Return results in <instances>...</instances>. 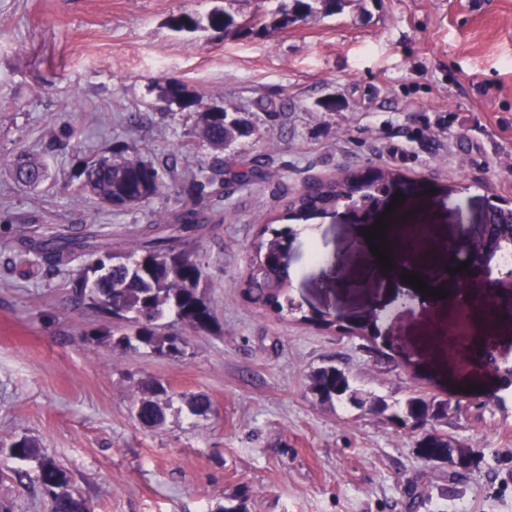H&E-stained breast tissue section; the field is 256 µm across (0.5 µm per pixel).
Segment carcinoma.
Returning a JSON list of instances; mask_svg holds the SVG:
<instances>
[{
    "instance_id": "carcinoma-1",
    "label": "carcinoma",
    "mask_w": 512,
    "mask_h": 512,
    "mask_svg": "<svg viewBox=\"0 0 512 512\" xmlns=\"http://www.w3.org/2000/svg\"><path fill=\"white\" fill-rule=\"evenodd\" d=\"M290 8H279L257 18L259 30L282 29L316 12L319 2L333 12L347 0H292ZM208 27L216 31L242 35L234 17L223 11L208 16ZM247 128L244 120L229 113L204 112L200 135L213 151L210 174L195 176L190 181L191 195L201 199L215 183H248L263 176V163L258 158L247 159L229 147L237 135ZM44 165L36 158L19 156L16 160L17 180H36L43 175ZM79 191L83 197L101 207L124 211L155 196L163 185L162 174L151 163L136 156L115 151L110 157H100L83 163ZM400 182V174L379 170L378 183L361 179V170L345 172L338 179L315 180L286 200L285 210L301 219L336 208L340 200L370 205L378 198L380 184ZM203 229L200 212L185 208L170 217H161L140 228L138 246L129 254L112 251L89 229L39 241H25L26 253L35 255L46 271L52 273L80 256H96L90 266L93 276L83 274L74 281L72 292L76 300L97 312L108 314L116 325L97 336L122 353L147 347L163 356L177 357L184 353L177 332L165 331L169 325L196 332H210L218 319L203 287L204 271L198 260L196 242ZM270 237H265V234ZM291 230H278L264 225L255 246V255L247 275L238 284L242 297L267 310L277 318L293 313V303L286 296L288 263L282 261L288 247ZM512 243V213H501L488 227V239L470 241L468 248L480 252L495 244ZM311 390L323 401L347 400L358 403L349 378L334 366L322 367L310 378ZM168 389L160 382L144 390L134 404L135 418L142 425L155 428L164 423ZM379 413L390 412L389 421L396 425L414 424L424 427L432 420L448 414V404L429 402L422 397L407 399L404 406L390 411L382 399L376 401ZM19 461L37 463V482L46 499V512H93L89 500L69 490L67 472L44 454L38 442L21 436L0 453Z\"/></svg>"
}]
</instances>
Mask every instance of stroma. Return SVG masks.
I'll use <instances>...</instances> for the list:
<instances>
[{
    "mask_svg": "<svg viewBox=\"0 0 512 512\" xmlns=\"http://www.w3.org/2000/svg\"><path fill=\"white\" fill-rule=\"evenodd\" d=\"M280 0H0V445L34 438L95 512H512V397L470 350L449 360L450 304L364 326L382 288L344 209L287 217L303 185L351 168H389L419 192L393 209L407 231L453 240L489 205L512 203V0H353L288 28L234 37L216 10L262 16ZM190 14L194 31L171 16ZM181 82L195 112L164 97ZM219 104L253 130L234 151L265 175L192 201L212 153L200 113ZM163 173V189L112 212L84 199L80 162L113 150ZM21 153L43 160L37 188L18 184ZM195 205L207 220L197 253L219 324L185 332L186 352L123 354L98 341L111 319L76 303L72 280L26 256L25 236L93 228L131 252L134 232ZM292 228L287 296L301 319L250 304L237 284L264 224ZM343 256L348 288L323 274ZM341 327L310 319L322 312ZM343 370L366 406L320 402L310 377ZM172 392L164 426L138 423L145 385ZM211 407L189 414L184 395ZM445 401L436 428L475 459L461 477L424 461L419 436L369 406ZM37 467L0 454V504L45 512Z\"/></svg>",
    "mask_w": 512,
    "mask_h": 512,
    "instance_id": "obj_1",
    "label": "stroma"
}]
</instances>
